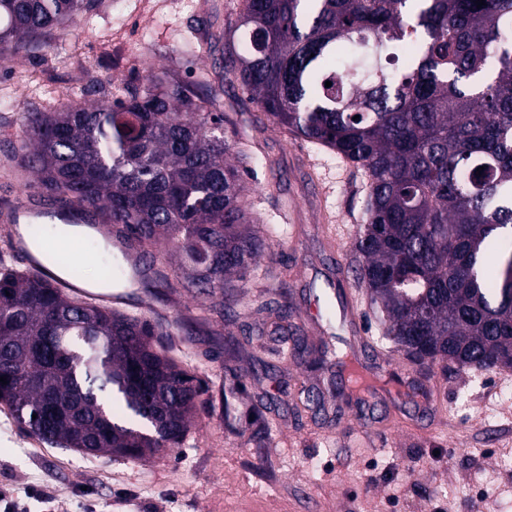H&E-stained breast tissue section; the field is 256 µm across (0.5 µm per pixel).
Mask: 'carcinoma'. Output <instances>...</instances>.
<instances>
[{"instance_id":"cac0c4a2","label":"carcinoma","mask_w":512,"mask_h":512,"mask_svg":"<svg viewBox=\"0 0 512 512\" xmlns=\"http://www.w3.org/2000/svg\"><path fill=\"white\" fill-rule=\"evenodd\" d=\"M95 5L0 0V59ZM224 51L267 120L363 171L356 280L381 340L426 379L437 366L512 369V0H240ZM20 125L17 164L69 223L95 227L73 204L98 205L129 248L163 247L183 287L219 297L213 312L246 305L271 233L243 203V171L229 158L249 155L224 134L207 71L190 85L153 74L123 97L27 111ZM18 237L30 267L0 264V403L14 421L93 457L180 445L205 389L167 355L171 324L64 291L84 281L76 260L54 255L46 278L32 271L41 233L29 224ZM137 284L171 287L152 265ZM265 307L273 327L227 339L224 352L266 336L282 365L254 359L264 372L322 365L327 347L308 342L291 305ZM272 404L257 396L239 432L262 441Z\"/></svg>"}]
</instances>
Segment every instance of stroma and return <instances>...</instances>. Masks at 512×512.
Returning a JSON list of instances; mask_svg holds the SVG:
<instances>
[{"mask_svg":"<svg viewBox=\"0 0 512 512\" xmlns=\"http://www.w3.org/2000/svg\"><path fill=\"white\" fill-rule=\"evenodd\" d=\"M239 0H99L76 34L54 30L38 46L0 62V209L41 201L38 186L14 176L22 139L16 102L25 109L99 95L94 79L111 78L113 93L168 69L186 82L209 71L224 102L225 126L252 155L244 175L246 205L272 226L276 265L293 291L297 322L310 342L351 347L346 322L315 316L329 299L356 291L350 253L363 218L365 177L335 152L294 139L273 123L258 127L257 103L224 76V24ZM207 52L174 57L187 36ZM122 312L174 323L171 354L202 378L207 391L185 441L145 460L90 458L56 446L31 453L35 437L0 405V496L27 498L30 512H512V370H453L434 381L444 412L430 416L416 401L379 397L366 409L336 393V369L291 367L287 378L254 377L247 360L224 353V337L244 325L272 321L261 304L266 282L255 277L251 309L231 321H202L212 300L176 288L160 297L122 289ZM243 391L229 393L234 376ZM315 387L322 411L293 405L290 393ZM268 391L277 403L269 435L255 443L236 434L250 399Z\"/></svg>","mask_w":512,"mask_h":512,"instance_id":"obj_1","label":"stroma"}]
</instances>
